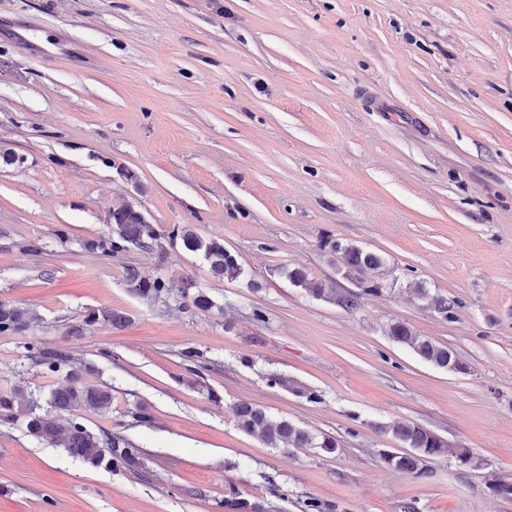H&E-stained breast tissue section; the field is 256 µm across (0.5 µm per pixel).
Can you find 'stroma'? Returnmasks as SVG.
Returning a JSON list of instances; mask_svg holds the SVG:
<instances>
[{
  "mask_svg": "<svg viewBox=\"0 0 512 512\" xmlns=\"http://www.w3.org/2000/svg\"><path fill=\"white\" fill-rule=\"evenodd\" d=\"M0 147L24 159L0 169V301L37 316L0 335V392L50 413L62 378L31 348L65 346L112 390L81 422L132 440L146 466L92 468L34 440L25 416L0 420V512H229L232 490L266 512L312 498L512 512L494 491L512 480V0H0ZM127 203L163 251H86ZM183 224L222 239L245 277L215 279L169 240ZM328 235L384 257L381 295L349 311L288 281L301 267L354 291L319 248ZM131 264L168 294L132 293ZM187 279L215 309L185 303ZM414 282L455 299L453 318ZM97 308L126 326L70 335ZM395 320L465 372L391 341ZM242 401L335 436L336 452L267 447L236 428ZM396 421L481 466L443 458L425 480L385 467L396 442L377 427Z\"/></svg>",
  "mask_w": 512,
  "mask_h": 512,
  "instance_id": "obj_1",
  "label": "stroma"
}]
</instances>
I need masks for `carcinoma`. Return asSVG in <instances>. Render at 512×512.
<instances>
[{"label":"carcinoma","mask_w":512,"mask_h":512,"mask_svg":"<svg viewBox=\"0 0 512 512\" xmlns=\"http://www.w3.org/2000/svg\"><path fill=\"white\" fill-rule=\"evenodd\" d=\"M110 232L106 236L85 243L87 251L113 256L131 247L151 250L160 239L159 231L146 223L142 211L131 204H125L110 213ZM171 239H180L183 247L191 252H202L208 261L214 277L235 280L244 276V269L236 255L224 249V243L218 238L201 239L192 228H175L169 233ZM321 251L340 265L344 275L353 279L360 292L343 295L335 286L325 281L309 277L306 270L294 268L288 271L289 281L305 289L316 298L337 302L347 309H354L363 296H378L385 288L387 275L384 258L375 252L366 251L352 243L339 239L326 238L320 243ZM125 283L135 294L144 298H160L168 293L164 279L147 278L139 268H125ZM414 293L434 310L448 318L452 305L442 296L430 294L423 283L414 284ZM181 293L192 307L207 311L214 306L212 299L190 281L183 282ZM32 315L15 305L0 303V334L18 335L29 329ZM124 313L112 309H97L89 312L82 322L73 327L72 332L82 333L97 323H106L118 329L125 325ZM388 337L408 346L424 361L442 369L456 372L466 371L455 353L445 345L415 334L405 323L395 321L388 325ZM39 363L47 371L59 375L65 374L64 384L51 393V407L58 413L71 416L69 421L39 415L33 408L26 407L22 392L16 390L0 394V419L10 421L17 414L29 416L27 431L33 437L67 451L82 459L92 467H122L137 473L144 467L140 448L125 438L105 431L96 434L78 421L73 413L81 410H102L111 402V393L97 385L81 380L82 368L77 366L69 352L57 348L39 350ZM269 383L303 394L311 402L320 400V396L294 381L273 375ZM236 427L250 435L259 436L270 448L287 452L292 448H321L328 453L335 452L336 439L327 434H314L300 428L286 419H275L263 408L247 401L238 403L234 410ZM376 428L390 434L406 451L394 452L389 448L380 451L382 461L390 468L401 471L415 479H427L431 475L429 463L442 457H450L462 467L479 465L480 460L473 449L462 444L452 445L429 429L414 422H399L392 426L376 425Z\"/></svg>","instance_id":"cac0c4a2"}]
</instances>
